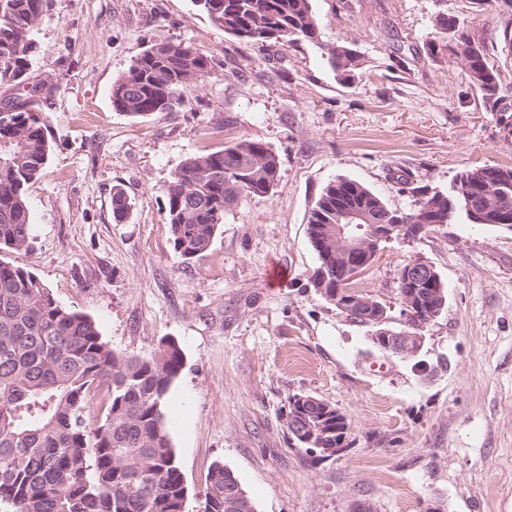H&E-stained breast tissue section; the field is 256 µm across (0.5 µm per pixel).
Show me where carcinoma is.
<instances>
[{"instance_id":"obj_1","label":"carcinoma","mask_w":512,"mask_h":512,"mask_svg":"<svg viewBox=\"0 0 512 512\" xmlns=\"http://www.w3.org/2000/svg\"><path fill=\"white\" fill-rule=\"evenodd\" d=\"M46 0H0V84L30 79L33 34ZM224 32L260 47L268 41L317 43L335 71L349 79L359 56L321 39L312 0H194ZM456 42L470 83L484 102L500 99L503 79L486 58L465 19L443 14L428 42ZM211 69L193 44L152 45L112 86V105L142 117L182 102ZM0 119V254L26 250L32 224L26 191L49 157L39 101H7ZM279 155L257 140L186 158L166 189L165 210L174 250L189 260L208 251L224 221L225 205L269 194ZM131 203L117 190L115 218ZM367 209L381 224H453L459 217L485 225L512 214V165L463 170L451 193L419 192L415 205L392 209L352 179L327 184L311 210L310 239L336 223V209ZM183 366V350L164 340L149 359L118 353L86 314L61 306L31 271L0 259V502L14 512H184V483L163 408ZM104 395L101 416L91 405ZM244 493L234 474L212 463L201 495L203 512H247L235 506Z\"/></svg>"}]
</instances>
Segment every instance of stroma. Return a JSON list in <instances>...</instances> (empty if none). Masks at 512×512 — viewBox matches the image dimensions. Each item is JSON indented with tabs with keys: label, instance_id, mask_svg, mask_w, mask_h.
I'll return each mask as SVG.
<instances>
[{
	"label": "stroma",
	"instance_id": "35a3bbf8",
	"mask_svg": "<svg viewBox=\"0 0 512 512\" xmlns=\"http://www.w3.org/2000/svg\"><path fill=\"white\" fill-rule=\"evenodd\" d=\"M321 36L360 55L340 81L307 42L258 47L192 0H50L32 77L51 153L27 199L29 250L5 259L116 351L153 356L171 338L183 367L165 424L197 512L208 467L233 472L256 512H512V230L458 220L385 244L354 288L396 298L420 258L447 288L418 358L375 347L315 291L308 236L324 187L353 179L392 208L416 187L449 192L474 165L512 164V9L474 0H312ZM441 14L464 17L504 76L483 102L452 47L429 55ZM193 43L212 69L169 112L133 117L112 85L147 47ZM275 151L270 194L226 209L210 249L183 260L165 196L187 157L241 138ZM408 184H398V176ZM132 202L123 222L112 193ZM304 394L347 420L341 450L308 452L285 421Z\"/></svg>",
	"mask_w": 512,
	"mask_h": 512
}]
</instances>
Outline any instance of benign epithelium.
I'll use <instances>...</instances> for the list:
<instances>
[{
    "label": "benign epithelium",
    "mask_w": 512,
    "mask_h": 512,
    "mask_svg": "<svg viewBox=\"0 0 512 512\" xmlns=\"http://www.w3.org/2000/svg\"><path fill=\"white\" fill-rule=\"evenodd\" d=\"M423 228L422 224L413 227L378 224L359 210H346L336 216V223L326 226L325 239L318 242L319 249L335 259L334 265L319 273V291H325L328 281L335 280L333 304L337 309L348 320H362L371 327V339L382 351L404 358L415 357L421 352L424 345L423 329L441 314L444 307V291L441 288L438 289L437 302L421 307L418 287L442 284L435 268L421 260H413L401 269L400 275L411 288L401 294L399 303L402 312L397 327L391 326L393 318L389 315L390 307L387 304L352 295L343 289V285L355 280L374 263L381 243L393 239H413ZM410 316L419 318V327L413 332L403 328ZM311 402H316V398L309 395H297L291 399L294 411L288 414L289 432L324 453L339 451L344 441L339 436L341 430H336L338 437H331V432L324 430L322 420L310 412Z\"/></svg>",
    "instance_id": "obj_1"
}]
</instances>
